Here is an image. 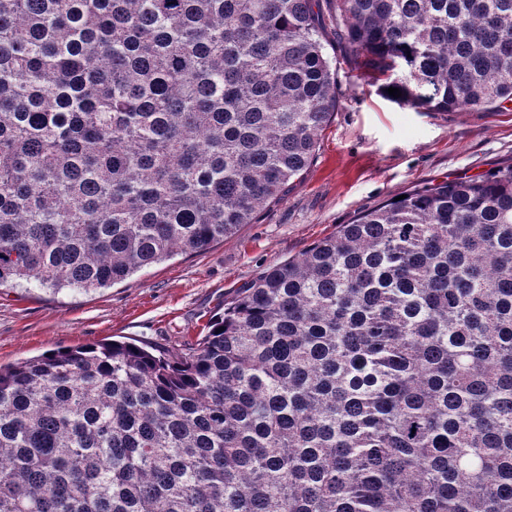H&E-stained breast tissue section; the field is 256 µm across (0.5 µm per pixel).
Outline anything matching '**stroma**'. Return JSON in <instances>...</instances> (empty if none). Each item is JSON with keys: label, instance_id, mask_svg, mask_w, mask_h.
I'll list each match as a JSON object with an SVG mask.
<instances>
[{"label": "stroma", "instance_id": "obj_1", "mask_svg": "<svg viewBox=\"0 0 512 512\" xmlns=\"http://www.w3.org/2000/svg\"><path fill=\"white\" fill-rule=\"evenodd\" d=\"M342 57L339 107L316 158L283 196L223 242L155 264L105 289L0 288V365L109 341L173 347L204 335L238 289L360 212L415 185L512 162V103L485 112H418L384 98Z\"/></svg>", "mask_w": 512, "mask_h": 512}]
</instances>
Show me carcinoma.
Masks as SVG:
<instances>
[{
    "label": "carcinoma",
    "instance_id": "cac0c4a2",
    "mask_svg": "<svg viewBox=\"0 0 512 512\" xmlns=\"http://www.w3.org/2000/svg\"><path fill=\"white\" fill-rule=\"evenodd\" d=\"M512 102V0H0V286L224 240L338 106ZM194 342L0 367V512H512V163L417 185Z\"/></svg>",
    "mask_w": 512,
    "mask_h": 512
}]
</instances>
